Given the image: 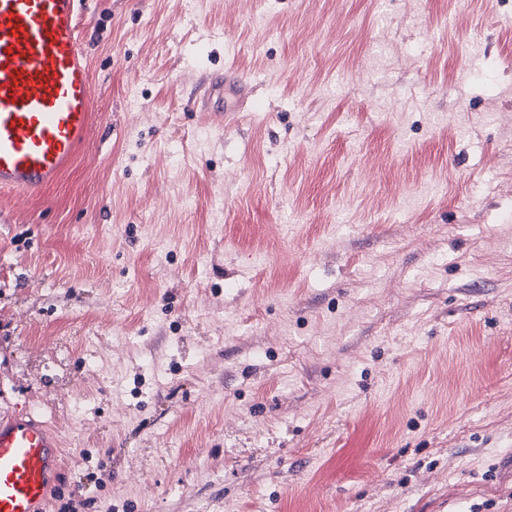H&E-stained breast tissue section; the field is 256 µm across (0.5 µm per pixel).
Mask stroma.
Instances as JSON below:
<instances>
[{"mask_svg":"<svg viewBox=\"0 0 512 512\" xmlns=\"http://www.w3.org/2000/svg\"><path fill=\"white\" fill-rule=\"evenodd\" d=\"M80 31L101 118L0 192V414L59 436L48 512H512V0ZM249 95L248 84L238 77L214 78L205 85L203 97L208 102L216 97L221 101L219 112H237Z\"/></svg>","mask_w":512,"mask_h":512,"instance_id":"obj_1","label":"stroma"}]
</instances>
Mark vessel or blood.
<instances>
[{"label":"vessel or blood","mask_w":512,"mask_h":512,"mask_svg":"<svg viewBox=\"0 0 512 512\" xmlns=\"http://www.w3.org/2000/svg\"><path fill=\"white\" fill-rule=\"evenodd\" d=\"M88 0H0V191L39 196L92 130L90 64L80 18ZM237 77L214 78L204 99L239 111ZM60 444L33 415L0 416V512H46Z\"/></svg>","instance_id":"obj_1"}]
</instances>
